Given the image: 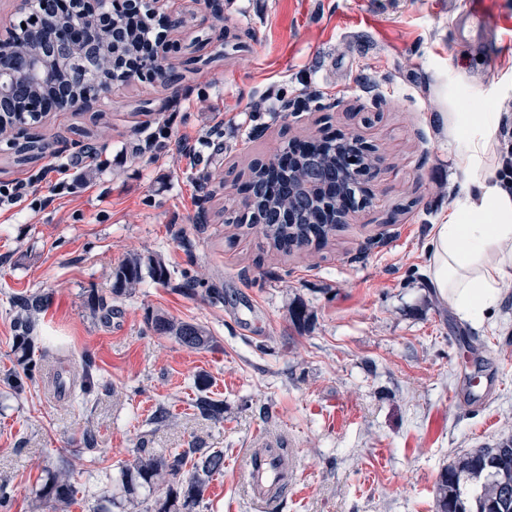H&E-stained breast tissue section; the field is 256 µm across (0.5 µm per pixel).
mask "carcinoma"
Here are the masks:
<instances>
[{"instance_id": "1", "label": "carcinoma", "mask_w": 512, "mask_h": 512, "mask_svg": "<svg viewBox=\"0 0 512 512\" xmlns=\"http://www.w3.org/2000/svg\"><path fill=\"white\" fill-rule=\"evenodd\" d=\"M123 27L116 19L112 28L100 29V44L89 51L70 54L63 79L70 88L81 94L88 86L111 76L110 51L114 30ZM348 151L341 145H331L327 150L299 157L294 165L301 176L321 183L324 190L314 199H308L289 180V171L274 169L270 163L257 162L251 167V177L256 188L254 204L263 213V233L273 247L287 253L303 251L311 239L321 235L332 224L336 214V160ZM159 282L169 281L170 273L159 259L143 262L131 258L115 270L112 293L124 295L139 285L143 273ZM21 314L14 321L15 351L21 371L7 378L9 386L19 389L22 378L35 379L41 370L31 352L42 342L37 336L38 315L48 306V296L34 293L15 301ZM150 329L160 336H171L189 349L212 346L213 337L200 325L157 315L151 318ZM194 407L205 417L223 418L224 403L200 397ZM224 468V451L220 448H184L174 454H153L146 448L130 464L120 468V481L126 495L127 512H138L140 501L137 491L145 492L144 500L153 498L161 488L165 496L154 498V512H194L203 501L211 475ZM46 478L36 492L33 508L50 507L51 512H67L79 489L72 482L71 463L59 458L44 468ZM437 495L440 512H512V439H506L494 448H478L465 454L456 464L448 466L439 477Z\"/></svg>"}]
</instances>
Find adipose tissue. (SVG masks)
Returning a JSON list of instances; mask_svg holds the SVG:
<instances>
[{
  "mask_svg": "<svg viewBox=\"0 0 512 512\" xmlns=\"http://www.w3.org/2000/svg\"><path fill=\"white\" fill-rule=\"evenodd\" d=\"M469 120L486 128L481 139L464 137L456 149L457 167L474 191L435 225L430 279L463 318L478 320L493 304L501 277L512 270V194L479 176L484 159L496 155L494 113L474 112Z\"/></svg>",
  "mask_w": 512,
  "mask_h": 512,
  "instance_id": "adipose-tissue-1",
  "label": "adipose tissue"
}]
</instances>
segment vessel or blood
Returning a JSON list of instances; mask_svg holds the SVG:
<instances>
[{"instance_id":"b4317fda","label":"vessel or blood","mask_w":512,"mask_h":512,"mask_svg":"<svg viewBox=\"0 0 512 512\" xmlns=\"http://www.w3.org/2000/svg\"><path fill=\"white\" fill-rule=\"evenodd\" d=\"M491 0H466L464 7L451 19L449 27L457 46L468 49L479 45L492 47L499 26L488 16ZM496 390L495 383L480 373H471L467 392L477 401L487 400ZM243 490L255 512H274L279 498L286 495L292 480L284 468V447L269 437L257 438L252 449L238 464Z\"/></svg>"}]
</instances>
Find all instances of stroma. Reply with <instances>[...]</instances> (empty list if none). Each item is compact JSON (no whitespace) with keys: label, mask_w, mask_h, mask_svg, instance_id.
Here are the masks:
<instances>
[{"label":"stroma","mask_w":512,"mask_h":512,"mask_svg":"<svg viewBox=\"0 0 512 512\" xmlns=\"http://www.w3.org/2000/svg\"><path fill=\"white\" fill-rule=\"evenodd\" d=\"M464 2L221 0L218 17L204 0H154L188 20L166 56L181 80L136 78L0 137L1 185L43 176L26 202L0 207V379L17 367L12 300L40 291L37 333L64 383L0 393L10 512H33L46 459L71 458L82 489L118 477L139 446L193 443L224 451L198 512H253L237 462L264 435L287 442L297 471L276 512H438L441 471L512 438V274L479 323L428 279L433 227L466 194L447 114L494 112L512 128V31L490 49L457 47L449 19ZM200 29L226 57L189 72ZM319 130L359 132L382 157L363 223L289 255L260 227L225 223L254 162ZM33 136L46 152L17 163ZM134 256L161 258L170 281L113 295V271ZM155 314L201 325L214 346L156 335ZM82 354L85 406L73 393ZM474 360L497 390L464 406L451 395ZM201 380L223 420L195 413ZM161 407L170 418L152 425Z\"/></svg>","instance_id":"stroma-1"}]
</instances>
